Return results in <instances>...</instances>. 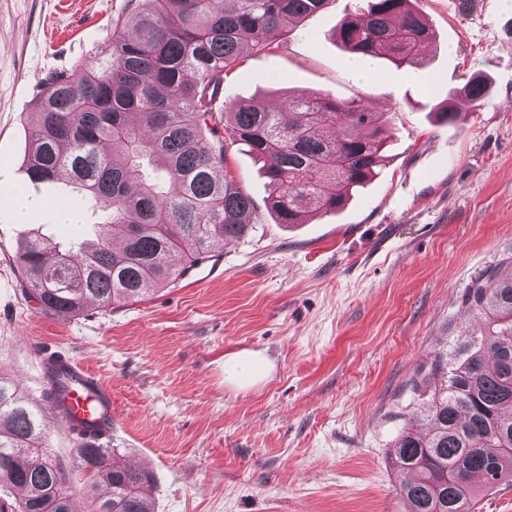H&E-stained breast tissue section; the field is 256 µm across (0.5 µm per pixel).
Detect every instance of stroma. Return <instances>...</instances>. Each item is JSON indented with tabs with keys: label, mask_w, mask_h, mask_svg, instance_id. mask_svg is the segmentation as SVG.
Here are the masks:
<instances>
[{
	"label": "stroma",
	"mask_w": 512,
	"mask_h": 512,
	"mask_svg": "<svg viewBox=\"0 0 512 512\" xmlns=\"http://www.w3.org/2000/svg\"><path fill=\"white\" fill-rule=\"evenodd\" d=\"M473 2L462 16L455 0H419L435 32L419 64L376 57L365 79L333 39L361 0H331L271 52L246 55L222 102L329 92L384 113L377 176L339 213L280 224L259 165L228 146L254 203L249 233L142 302L63 317L26 293L19 241L90 239L98 207L28 181L34 96L52 71L94 63L128 0H0V369L39 407L50 349L110 385L103 445L149 472L154 512H406L395 443L426 413L437 356L472 328L464 292L512 257V0ZM474 73L486 100L436 122L433 106ZM16 190L44 202L24 224L3 203ZM61 206L82 223H59ZM243 351L270 372L240 390L224 359ZM44 421L78 512H96L75 433Z\"/></svg>",
	"instance_id": "35a3bbf8"
}]
</instances>
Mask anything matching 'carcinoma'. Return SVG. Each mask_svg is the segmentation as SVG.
<instances>
[{"label": "carcinoma", "mask_w": 512, "mask_h": 512, "mask_svg": "<svg viewBox=\"0 0 512 512\" xmlns=\"http://www.w3.org/2000/svg\"><path fill=\"white\" fill-rule=\"evenodd\" d=\"M330 0H145L116 25L97 66L41 82L32 149L34 184L60 180L100 208L94 238L78 253L51 237L22 238L17 252L28 294L60 316L92 304H134L185 277L242 237L254 204L226 167V141L243 144L268 178V206L281 224L340 210L381 163V113L329 94L297 93L277 109L247 101L213 120L224 81L247 53ZM416 0H367L334 30L340 48L418 63L432 31ZM489 86L471 75L436 107L481 104ZM466 289L461 310L476 327L439 356L426 432L403 431L393 451L407 512H466L479 487L512 478V260ZM77 435L74 467L106 492L98 512H153L150 475L114 449ZM21 493L22 512H76L67 470L48 457L46 428L14 377L0 372V492Z\"/></svg>", "instance_id": "carcinoma-1"}]
</instances>
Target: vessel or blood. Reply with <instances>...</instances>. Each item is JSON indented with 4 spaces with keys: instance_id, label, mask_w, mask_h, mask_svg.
<instances>
[{
    "instance_id": "obj_1",
    "label": "vessel or blood",
    "mask_w": 512,
    "mask_h": 512,
    "mask_svg": "<svg viewBox=\"0 0 512 512\" xmlns=\"http://www.w3.org/2000/svg\"><path fill=\"white\" fill-rule=\"evenodd\" d=\"M45 369L63 371L65 389L56 411L63 416L84 422L90 436L107 439L112 435V390L87 369L66 355L51 353L44 357Z\"/></svg>"
}]
</instances>
